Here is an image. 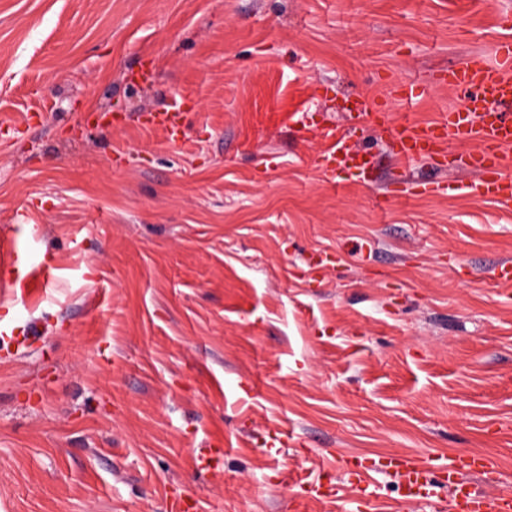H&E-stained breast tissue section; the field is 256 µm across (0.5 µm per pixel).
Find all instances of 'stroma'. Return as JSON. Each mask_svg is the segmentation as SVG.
Wrapping results in <instances>:
<instances>
[{"mask_svg":"<svg viewBox=\"0 0 512 512\" xmlns=\"http://www.w3.org/2000/svg\"><path fill=\"white\" fill-rule=\"evenodd\" d=\"M512 0H0V233L53 279L0 304V512H294L348 454L493 458L512 493V208L394 198L311 157L344 100L428 122ZM149 84L131 79L144 63ZM424 94L401 103L396 83ZM190 99L182 136L143 113ZM122 112L123 127L88 124ZM38 123H27L29 114ZM291 435L268 454L269 435ZM232 447H225V440ZM225 448L196 472L195 448Z\"/></svg>","mask_w":512,"mask_h":512,"instance_id":"35a3bbf8","label":"stroma"}]
</instances>
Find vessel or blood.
Instances as JSON below:
<instances>
[{"label":"vessel or blood","instance_id":"obj_1","mask_svg":"<svg viewBox=\"0 0 512 512\" xmlns=\"http://www.w3.org/2000/svg\"><path fill=\"white\" fill-rule=\"evenodd\" d=\"M441 86L447 87L463 102L462 107L441 113L426 123H392L385 109H373L360 100L352 118L357 123L379 129L387 136L388 146L403 166L424 163L435 169L453 165L473 173L471 181L459 184L460 192L479 196L501 206L512 207V172L506 170L503 152L512 147V39L498 41L493 57L469 56L463 63L443 70ZM187 108L186 100L174 101L169 108L151 113L147 127L174 138ZM369 153L353 143L350 129L330 134L327 146L313 163L327 175L348 172L365 178L369 172L364 160ZM445 182L423 179L412 183H395L377 197L388 198L420 194H442ZM28 256L20 252L11 237L0 236V270L8 277L0 281L14 301H29L34 293L27 278L18 277ZM198 471H222L224 452L219 448H201L194 454ZM342 467L349 477L358 507L369 503L375 475L393 477L406 503H434L439 512H512V496L477 489L471 476L494 473V461L486 456L458 453L443 464L413 460L398 454L375 458L350 455ZM334 468L324 465L316 477L308 481L309 494L325 504L338 502L340 487L333 477Z\"/></svg>","mask_w":512,"mask_h":512}]
</instances>
